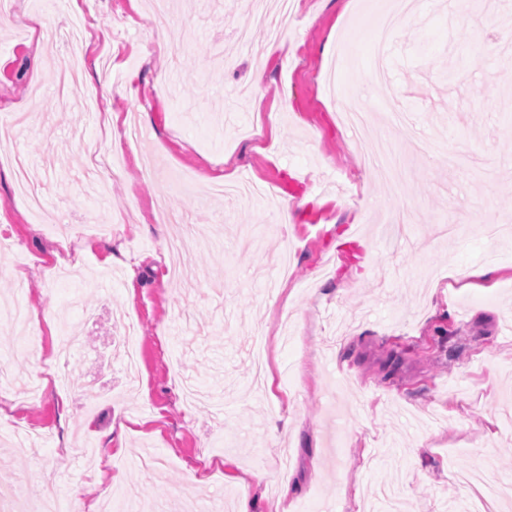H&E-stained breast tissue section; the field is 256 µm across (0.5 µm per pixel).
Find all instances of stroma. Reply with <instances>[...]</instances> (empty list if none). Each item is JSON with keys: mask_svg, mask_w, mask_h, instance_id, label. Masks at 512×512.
<instances>
[{"mask_svg": "<svg viewBox=\"0 0 512 512\" xmlns=\"http://www.w3.org/2000/svg\"><path fill=\"white\" fill-rule=\"evenodd\" d=\"M390 2L294 0L275 43L238 0H169L162 29L154 0H11L0 102L38 120L0 121V234L13 242L0 296L31 312L22 331L0 322V361L41 388L1 394L0 424L41 436L36 459L0 438V482L23 484L25 503L45 486L62 502L89 487L101 507L189 498L236 512L242 477L258 471L268 500L299 486L292 512H341L359 485L362 512L383 487L402 491L406 512H461L450 472L481 464L488 481H512V237L479 229L512 208V33L494 0H413V40L380 48L371 25ZM41 16L82 30L84 86L109 90L139 141L115 137L83 98L56 104L68 44L44 43ZM335 64L370 115L367 136L344 129L324 94ZM377 66L379 85L367 79ZM382 136L394 190L367 163ZM95 150L126 157L102 200L84 190ZM12 156L42 193L41 218L13 197ZM241 172L298 202L293 223H277L272 203L179 188ZM401 213L407 232L381 241L376 224ZM186 224L223 247L169 251ZM343 232L363 243L355 276ZM485 263L500 268L492 287L452 282L454 268ZM66 331L80 338L67 387L54 374ZM116 419L134 425L110 459ZM206 457L199 486L190 472Z\"/></svg>", "mask_w": 512, "mask_h": 512, "instance_id": "stroma-1", "label": "stroma"}]
</instances>
